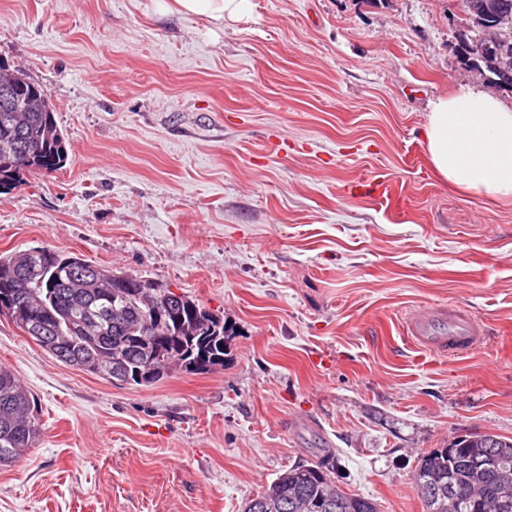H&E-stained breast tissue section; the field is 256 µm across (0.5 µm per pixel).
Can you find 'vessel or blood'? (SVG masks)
Wrapping results in <instances>:
<instances>
[{
	"instance_id": "vessel-or-blood-1",
	"label": "vessel or blood",
	"mask_w": 512,
	"mask_h": 512,
	"mask_svg": "<svg viewBox=\"0 0 512 512\" xmlns=\"http://www.w3.org/2000/svg\"><path fill=\"white\" fill-rule=\"evenodd\" d=\"M405 331L418 347L451 356L473 352L489 334L483 323L460 307L420 311L407 321Z\"/></svg>"
}]
</instances>
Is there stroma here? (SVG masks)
Returning <instances> with one entry per match:
<instances>
[{
	"label": "stroma",
	"mask_w": 512,
	"mask_h": 512,
	"mask_svg": "<svg viewBox=\"0 0 512 512\" xmlns=\"http://www.w3.org/2000/svg\"><path fill=\"white\" fill-rule=\"evenodd\" d=\"M461 0H252L214 26L157 0H0V61L44 87L57 172L0 195V254L76 252L222 314V369L147 386L58 361L0 315V365L43 435L0 468V512H241L331 456L379 512H424L418 457L512 438V200L456 190L430 100L487 86ZM386 177L390 198L347 195ZM459 306L454 358L405 323ZM405 331L418 347L449 356L473 352L489 335L483 323L460 307L422 310L406 322Z\"/></svg>",
	"instance_id": "obj_1"
}]
</instances>
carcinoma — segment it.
<instances>
[{
	"label": "carcinoma",
	"instance_id": "cac0c4a2",
	"mask_svg": "<svg viewBox=\"0 0 512 512\" xmlns=\"http://www.w3.org/2000/svg\"><path fill=\"white\" fill-rule=\"evenodd\" d=\"M463 0L467 32L479 37L486 16ZM496 32L512 52V0H489ZM473 68L512 89V66L500 74L475 57ZM20 97L0 94V194H7L24 174L59 170L68 157L67 139L58 127L54 106L42 86L23 74ZM36 97L41 111L25 109ZM0 314L55 360L81 371L129 385H146L186 369L207 373L224 368V316L188 295L143 276L114 271L75 254L47 248L0 255ZM42 424L31 393L15 373L0 366V468L10 467L35 446ZM329 457L280 473L246 512H378L369 497L336 486ZM512 480V438L494 434L465 436L418 458L413 482L426 512H512V495L502 481Z\"/></svg>",
	"mask_w": 512,
	"mask_h": 512
}]
</instances>
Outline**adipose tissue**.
<instances>
[{"label":"adipose tissue","mask_w":512,"mask_h":512,"mask_svg":"<svg viewBox=\"0 0 512 512\" xmlns=\"http://www.w3.org/2000/svg\"><path fill=\"white\" fill-rule=\"evenodd\" d=\"M164 9L220 25L248 14L251 0H166ZM423 130L430 163L448 184L470 195L512 199V108L463 85L429 102Z\"/></svg>","instance_id":"adipose-tissue-1"}]
</instances>
